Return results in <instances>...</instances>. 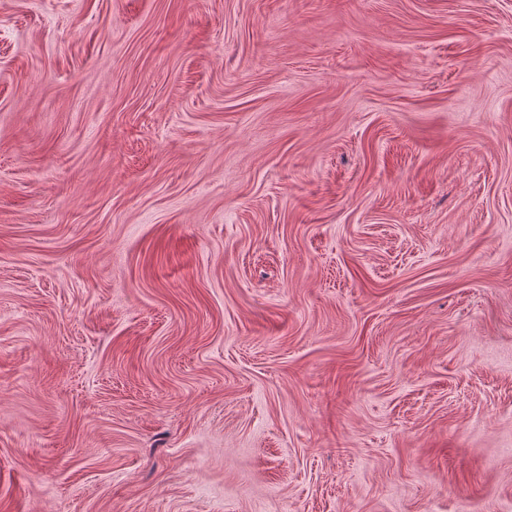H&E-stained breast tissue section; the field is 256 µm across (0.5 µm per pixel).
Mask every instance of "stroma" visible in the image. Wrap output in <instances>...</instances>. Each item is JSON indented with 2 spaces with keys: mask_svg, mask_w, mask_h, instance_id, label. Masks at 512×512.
<instances>
[{
  "mask_svg": "<svg viewBox=\"0 0 512 512\" xmlns=\"http://www.w3.org/2000/svg\"><path fill=\"white\" fill-rule=\"evenodd\" d=\"M512 512V0H0V512Z\"/></svg>",
  "mask_w": 512,
  "mask_h": 512,
  "instance_id": "35a3bbf8",
  "label": "stroma"
}]
</instances>
